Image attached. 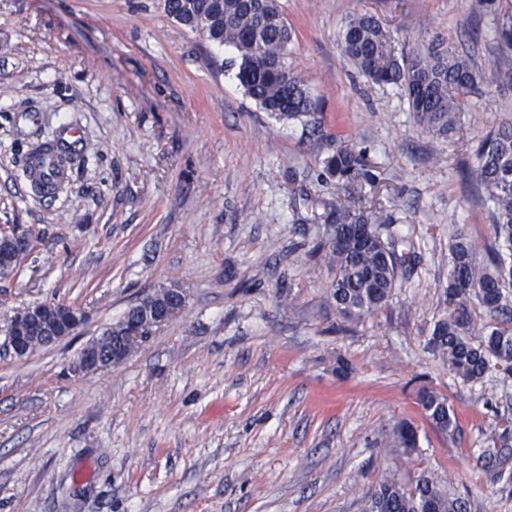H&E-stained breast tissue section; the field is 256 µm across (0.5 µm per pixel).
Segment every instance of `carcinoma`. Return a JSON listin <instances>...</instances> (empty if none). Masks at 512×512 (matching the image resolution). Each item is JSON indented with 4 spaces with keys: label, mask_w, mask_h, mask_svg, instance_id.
Wrapping results in <instances>:
<instances>
[{
    "label": "carcinoma",
    "mask_w": 512,
    "mask_h": 512,
    "mask_svg": "<svg viewBox=\"0 0 512 512\" xmlns=\"http://www.w3.org/2000/svg\"><path fill=\"white\" fill-rule=\"evenodd\" d=\"M496 2L495 41L501 51L511 53L512 0ZM164 10L183 28L235 51V78L262 109L282 121L308 117L314 111L307 85L286 63L294 30L279 0H164ZM342 44L346 55L373 83L401 85L419 124L439 139L458 132L466 97L484 83V75L471 59L438 35L414 53L389 60L395 47L378 19L368 13L345 19ZM462 177L482 190L491 203L492 230L507 254L497 252L491 263L481 265L476 261L475 244L462 235L456 237L448 257L445 296L449 310L434 322L426 346L455 376L480 383L495 374L512 377V124L489 131ZM316 181L332 183L342 193L336 203L311 218L331 227L327 245L314 246L312 253H324L335 270L329 293L338 313L349 321L366 319L388 302L399 270L411 260L399 252L406 239L389 232L392 216L382 206H352L357 200H368L365 187L377 183L367 150L336 148L322 161ZM311 219L301 216L297 222ZM355 224L369 226L366 241L351 236ZM25 255L17 243L0 245V256L15 266ZM474 297L484 310L501 314L507 321L478 323L470 307ZM170 299L167 288L142 298L111 326L113 339L124 335L129 320L143 324L144 335L150 336L146 311ZM418 400L434 427L446 434L455 432V416L447 398L423 388ZM387 444L411 454L418 448L417 431L403 422L393 428ZM364 512H467V503L443 488L431 472L422 470L409 484L393 475L384 476L366 496Z\"/></svg>",
    "instance_id": "carcinoma-1"
}]
</instances>
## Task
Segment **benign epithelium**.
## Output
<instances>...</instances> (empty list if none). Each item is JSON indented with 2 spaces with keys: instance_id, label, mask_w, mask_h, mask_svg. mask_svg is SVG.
<instances>
[{
  "instance_id": "1",
  "label": "benign epithelium",
  "mask_w": 512,
  "mask_h": 512,
  "mask_svg": "<svg viewBox=\"0 0 512 512\" xmlns=\"http://www.w3.org/2000/svg\"><path fill=\"white\" fill-rule=\"evenodd\" d=\"M185 301L177 296L173 303L155 311L152 327H160L179 310ZM57 323V333L52 335L58 341L75 333L84 320L83 313L74 307L57 311L56 306L47 303L32 304L18 312L8 328L7 346L17 358H24L31 353L32 336L29 332L33 326L46 321ZM143 329L134 323L128 335L112 344V356L108 357L100 351V343L110 340L108 336H99V343L85 346L79 354L78 367L84 372H95L101 368L126 359L142 341Z\"/></svg>"
}]
</instances>
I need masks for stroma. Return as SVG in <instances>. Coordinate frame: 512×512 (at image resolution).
Here are the masks:
<instances>
[{
	"label": "stroma",
	"mask_w": 512,
	"mask_h": 512,
	"mask_svg": "<svg viewBox=\"0 0 512 512\" xmlns=\"http://www.w3.org/2000/svg\"><path fill=\"white\" fill-rule=\"evenodd\" d=\"M289 66L315 102L283 122L237 84L232 51L168 18L163 0H0V230L30 251L0 279V327L36 302L83 310L74 335L19 359L0 342V512H363L394 472L433 471L468 512H512L484 465L491 429L512 431V378L472 384L425 341L445 316L444 260L464 233L484 263L496 242L483 193L461 170L512 123V54L492 41V0H280ZM367 10L398 52L438 35L486 81L460 134L432 138L401 87L379 86L342 47ZM36 123H27L29 113ZM69 175L31 188L27 160L63 126ZM368 150L394 230L415 260L387 304L341 318L335 276L310 248L289 172L307 174L305 215L335 201L314 180L339 147ZM177 286L181 311L123 362L74 370L80 351L141 298ZM350 365L336 372L337 358ZM447 398L458 429L435 430L420 388ZM401 422L418 452L386 448Z\"/></svg>",
	"instance_id": "obj_1"
}]
</instances>
